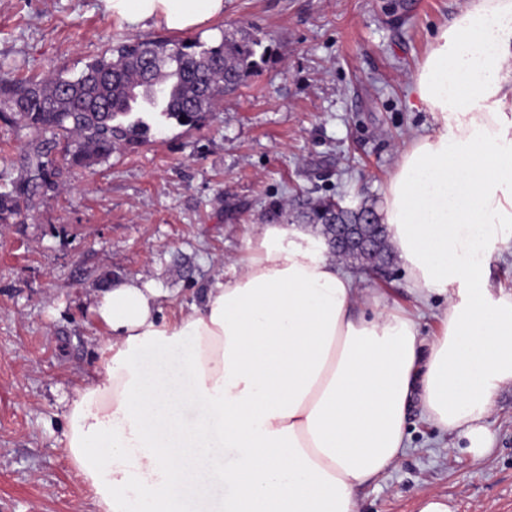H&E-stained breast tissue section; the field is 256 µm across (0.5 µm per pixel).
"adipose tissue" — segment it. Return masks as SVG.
Wrapping results in <instances>:
<instances>
[{"label":"adipose tissue","mask_w":512,"mask_h":512,"mask_svg":"<svg viewBox=\"0 0 512 512\" xmlns=\"http://www.w3.org/2000/svg\"><path fill=\"white\" fill-rule=\"evenodd\" d=\"M103 2L140 28L224 12V0ZM411 91L434 126L401 149L380 221L414 293L446 294L438 334L362 296L311 227L285 221L260 225L179 317L151 283H112L92 307L108 331L100 362L72 389L60 437L99 512H201L215 475L231 489L224 512H358V488L403 456L415 398L433 426L491 453L484 421L512 385V290L489 268L512 248V0H466ZM173 353V370L139 364Z\"/></svg>","instance_id":"ef3b65f1"}]
</instances>
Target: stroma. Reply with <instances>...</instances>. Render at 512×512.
I'll use <instances>...</instances> for the list:
<instances>
[{"label": "stroma", "instance_id": "obj_1", "mask_svg": "<svg viewBox=\"0 0 512 512\" xmlns=\"http://www.w3.org/2000/svg\"><path fill=\"white\" fill-rule=\"evenodd\" d=\"M465 0H225L198 29L245 25L261 39L257 71L197 126L148 115L158 132L136 148L63 175L21 218L0 223V512H97L56 438L63 399L99 362L107 334L91 307L114 281L141 278L164 313L201 302L229 270L269 204L299 194L381 208L398 151L431 129L409 91L437 26ZM179 38L134 27L103 0H0V83L78 76L128 37ZM29 131L0 119V180L17 178ZM361 291L384 289L433 338L445 296L419 302L399 262L384 273L340 260ZM485 424L492 452L431 425L419 402L407 451L357 492L359 512H418L444 496L455 512H512V387Z\"/></svg>", "mask_w": 512, "mask_h": 512}]
</instances>
